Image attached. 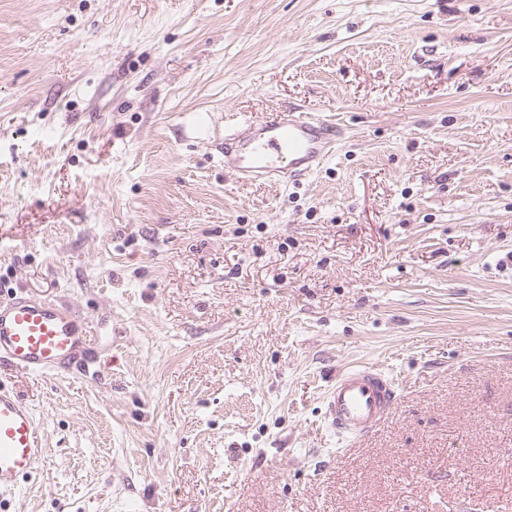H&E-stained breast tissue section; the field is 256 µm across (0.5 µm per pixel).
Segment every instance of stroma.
Listing matches in <instances>:
<instances>
[{"label":"stroma","mask_w":512,"mask_h":512,"mask_svg":"<svg viewBox=\"0 0 512 512\" xmlns=\"http://www.w3.org/2000/svg\"><path fill=\"white\" fill-rule=\"evenodd\" d=\"M341 130L302 184L233 119ZM512 0H0V282L90 330L12 372L11 512H512ZM348 363L395 415L322 424ZM339 137L333 123L309 112L242 118L224 131V170L241 181L298 184L336 154ZM398 397L395 380L381 367L351 366L325 390L322 421L336 438L351 445L392 417ZM45 456L35 416L14 389L0 381V511Z\"/></svg>","instance_id":"stroma-1"}]
</instances>
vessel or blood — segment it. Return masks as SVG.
Here are the masks:
<instances>
[{
	"label": "vessel or blood",
	"mask_w": 512,
	"mask_h": 512,
	"mask_svg": "<svg viewBox=\"0 0 512 512\" xmlns=\"http://www.w3.org/2000/svg\"><path fill=\"white\" fill-rule=\"evenodd\" d=\"M338 144L334 124L308 112L243 118L224 133V168L242 181L297 184L320 171ZM85 343L83 322L67 305L0 293V367L34 377L66 373ZM323 400L325 427L350 444L392 417L398 386L381 367L356 365L337 375ZM44 455L33 412L15 390L0 385V512Z\"/></svg>",
	"instance_id": "b4317fda"
}]
</instances>
